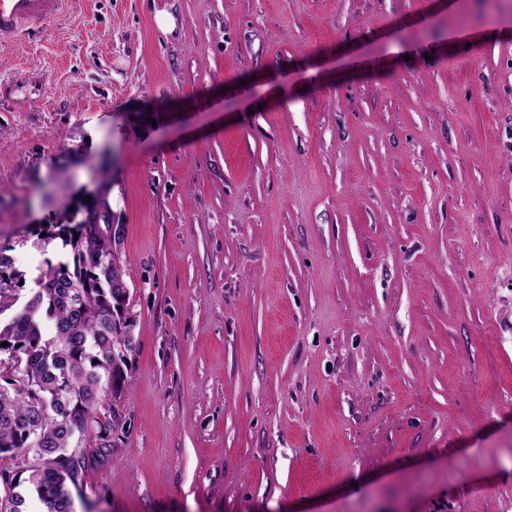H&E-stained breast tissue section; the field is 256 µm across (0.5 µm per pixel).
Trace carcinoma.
Wrapping results in <instances>:
<instances>
[{
  "label": "carcinoma",
  "instance_id": "carcinoma-1",
  "mask_svg": "<svg viewBox=\"0 0 512 512\" xmlns=\"http://www.w3.org/2000/svg\"><path fill=\"white\" fill-rule=\"evenodd\" d=\"M100 208L107 202L83 206L76 224L55 225L48 238L69 248L66 260L46 262L38 288L22 304L25 273L0 248V363L14 368L8 377L0 374V458L23 450L39 460L27 477L15 476L16 494L4 512H26L30 501L45 512H74L69 485L112 450L120 425L130 359L112 357V343H133L129 288L111 231L88 222ZM105 396L112 413L102 420L95 409Z\"/></svg>",
  "mask_w": 512,
  "mask_h": 512
}]
</instances>
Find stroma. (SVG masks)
<instances>
[{
  "mask_svg": "<svg viewBox=\"0 0 512 512\" xmlns=\"http://www.w3.org/2000/svg\"><path fill=\"white\" fill-rule=\"evenodd\" d=\"M102 188L134 348L75 512H512V0H70L0 48L25 291Z\"/></svg>",
  "mask_w": 512,
  "mask_h": 512,
  "instance_id": "obj_1",
  "label": "stroma"
}]
</instances>
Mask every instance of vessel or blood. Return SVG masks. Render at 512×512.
Returning <instances> with one entry per match:
<instances>
[{
	"label": "vessel or blood",
	"mask_w": 512,
	"mask_h": 512,
	"mask_svg": "<svg viewBox=\"0 0 512 512\" xmlns=\"http://www.w3.org/2000/svg\"><path fill=\"white\" fill-rule=\"evenodd\" d=\"M66 0H0V46L8 47L63 13Z\"/></svg>",
	"instance_id": "obj_1"
}]
</instances>
